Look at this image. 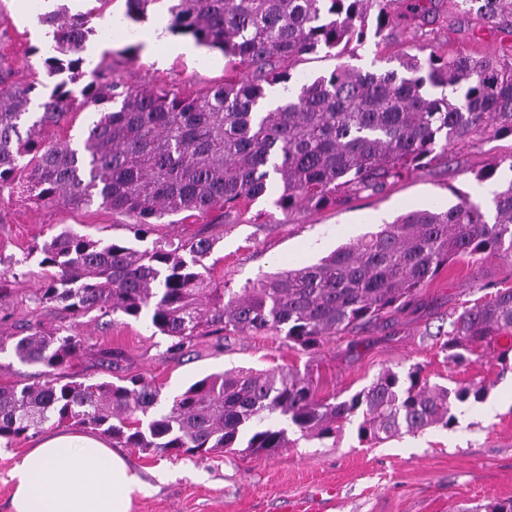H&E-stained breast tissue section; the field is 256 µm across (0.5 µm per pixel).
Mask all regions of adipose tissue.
I'll use <instances>...</instances> for the list:
<instances>
[{
	"mask_svg": "<svg viewBox=\"0 0 512 512\" xmlns=\"http://www.w3.org/2000/svg\"><path fill=\"white\" fill-rule=\"evenodd\" d=\"M12 512H132L145 484L103 440L78 431L43 436L10 471Z\"/></svg>",
	"mask_w": 512,
	"mask_h": 512,
	"instance_id": "adipose-tissue-1",
	"label": "adipose tissue"
}]
</instances>
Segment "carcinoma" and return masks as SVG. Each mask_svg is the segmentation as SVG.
I'll use <instances>...</instances> for the list:
<instances>
[{
    "mask_svg": "<svg viewBox=\"0 0 512 512\" xmlns=\"http://www.w3.org/2000/svg\"><path fill=\"white\" fill-rule=\"evenodd\" d=\"M99 6L39 15L55 29V55L44 63L55 84L31 118L36 87L11 81L0 66V193L42 205H98L133 219L141 241L165 217L212 210L241 214L274 185L288 217L302 208L339 205L353 195L378 194L448 148L475 137H512V56L404 53L384 71L341 62L314 80L292 82L289 66L341 44L384 39L395 25L430 13L432 0H174L170 31L228 58L235 74L197 95L138 89L100 61L77 97L68 84L85 74L81 56ZM157 0H125L138 23ZM490 29L512 33V0H458ZM294 83L291 95L265 109L271 88ZM93 109L81 148L46 140L74 108ZM512 155L478 171L497 184L492 213L466 193L458 202L410 211L317 263L264 273L241 288L208 277L209 236L156 240L140 250L64 229L40 248L41 277L33 298L72 317L92 312L149 318L176 350L205 329L232 334L285 333L307 350L327 338L409 305L439 270L461 257H512V178L498 170ZM25 180L16 181V175ZM512 333V289H499L450 314L442 351L469 361ZM76 332L44 331L13 344L22 363L43 367V380L0 385V439L12 441L45 425L76 424L125 448L202 459L215 451L270 456L288 447V429L303 438L336 434L360 414L358 435L378 438L450 426L452 408L483 397L473 383L430 385L419 369L406 378L385 369L348 399L319 398L298 370L209 374L166 398L143 377L112 382H61L57 371L83 349Z\"/></svg>",
    "mask_w": 512,
    "mask_h": 512,
    "instance_id": "1",
    "label": "carcinoma"
}]
</instances>
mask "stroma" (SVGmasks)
Returning a JSON list of instances; mask_svg holds the SVG:
<instances>
[{
    "instance_id": "35a3bbf8",
    "label": "stroma",
    "mask_w": 512,
    "mask_h": 512,
    "mask_svg": "<svg viewBox=\"0 0 512 512\" xmlns=\"http://www.w3.org/2000/svg\"><path fill=\"white\" fill-rule=\"evenodd\" d=\"M434 22L423 28L402 25L383 44L367 40L349 45L342 58L321 54L292 66L296 79L315 78L344 61L364 71L384 69L387 57L435 49L464 51L475 57L512 53V34L479 28L438 0ZM125 0H112L98 30L85 44L88 60L111 63L113 72L133 87H163L182 94L224 81L221 52L199 48L157 63L152 36L169 33L165 0L149 7L139 23L123 21ZM41 24L26 0H0V54L22 82H37L48 96L57 81L44 63L51 47L37 34ZM139 45L137 58L125 49ZM512 155V138H476L375 195L361 194L342 206L303 209L283 217L272 196L253 202L247 213L223 221L160 222L152 236L216 239L207 264L214 282L242 287L258 273L313 263L337 247L375 232L378 223L433 205H454L460 192L476 193L477 171ZM127 216L95 206L72 209L39 206L23 198H0V260L27 258L26 275L6 274L0 286L10 295L0 301V336H22L28 323L75 326L84 349L60 371L67 382L117 381L139 375L161 384L171 396L205 375L224 370H267L293 366L312 376L320 394L347 398L369 385L383 369L407 373L416 366L429 384L449 388L482 383V400L454 406L455 423L383 441L359 439L350 423L336 436L298 439L273 456L215 453L204 459L174 458L139 448L124 449L129 465L147 486L136 494L134 512H457L463 506L512 499V360L478 351L468 362H450L440 349L438 329L451 310L489 296L491 287H512V257L460 258L444 267L419 292L409 310L324 341L316 349L291 347L284 335L202 336L173 352L169 337L151 334L142 322L121 316L71 319L60 309L35 306L43 241L69 227L92 237L131 240Z\"/></svg>"
}]
</instances>
